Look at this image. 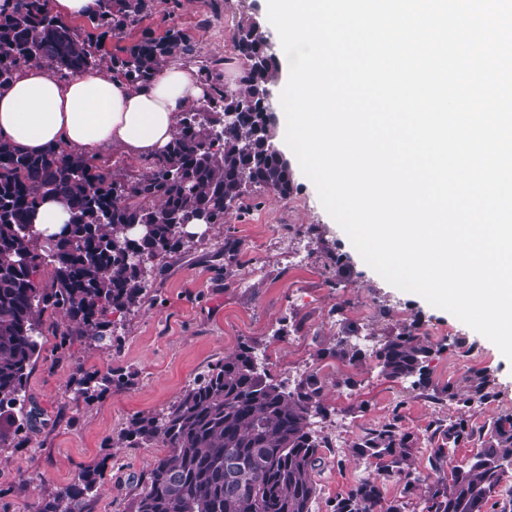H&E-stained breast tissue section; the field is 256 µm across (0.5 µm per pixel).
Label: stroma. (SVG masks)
I'll return each instance as SVG.
<instances>
[{
  "label": "stroma",
  "instance_id": "1",
  "mask_svg": "<svg viewBox=\"0 0 512 512\" xmlns=\"http://www.w3.org/2000/svg\"><path fill=\"white\" fill-rule=\"evenodd\" d=\"M246 16L257 21L278 74L287 75L267 0H155L152 15L131 35L181 29L200 50L194 67L218 64L232 87L240 70L232 35ZM288 162L294 181L288 199L252 192L223 223L199 227L190 249L154 260L144 303L114 319L112 350L76 336L65 353L55 352L51 325L58 316L45 315L40 356L26 386L42 415L23 447L0 445V487L8 491L0 512H31L43 490L92 469L104 479L84 512H132L136 488L158 451L116 447L118 436L133 418L164 411L195 376L245 342L265 354L275 381L294 384L314 373L326 385L327 415L315 429L327 447L315 472L320 493L313 512H331L336 496L369 476L349 447L378 425L396 420L423 437L439 421L480 425L512 413V361L448 311L386 282L324 209L296 157ZM233 240L240 249L228 279L224 244ZM342 302L347 308L340 314ZM415 319L433 348L427 387L385 379L370 359L349 364L329 355L346 325L372 344ZM110 368L129 376V388L90 402L74 396L76 371ZM472 370L489 373L491 401L464 407L443 400L445 387L461 389Z\"/></svg>",
  "mask_w": 512,
  "mask_h": 512
}]
</instances>
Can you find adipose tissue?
<instances>
[{"mask_svg":"<svg viewBox=\"0 0 512 512\" xmlns=\"http://www.w3.org/2000/svg\"><path fill=\"white\" fill-rule=\"evenodd\" d=\"M202 95L195 68L178 61L137 86L98 69L59 81L31 63L0 87V138L29 153L57 146L89 154L112 143L151 157L171 141L181 113Z\"/></svg>","mask_w":512,"mask_h":512,"instance_id":"obj_1","label":"adipose tissue"}]
</instances>
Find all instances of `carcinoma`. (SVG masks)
<instances>
[{"label":"carcinoma","instance_id":"carcinoma-1","mask_svg":"<svg viewBox=\"0 0 512 512\" xmlns=\"http://www.w3.org/2000/svg\"><path fill=\"white\" fill-rule=\"evenodd\" d=\"M50 0H13L0 15V87L21 67L40 62L49 71L77 73L111 64L132 85L151 81L172 60L197 54L184 33L169 28L160 37L143 30L137 40L108 53L102 42L82 36L60 20ZM153 8V0H97L90 17L112 37L125 38ZM241 64L236 88L222 83L210 66L201 68L202 101L184 112L170 143L139 174L128 176L95 163L94 157L49 148L24 152L0 138V445L28 439L37 408L25 383L39 358L37 338L47 311L63 314L52 327L55 350L65 352L74 336L104 338L107 314L124 313L147 297L146 263L191 243L178 222L214 226L236 207L249 187L288 199L294 189L290 168L266 143L273 116L263 93L276 70L273 58L257 62L265 41L251 18L232 35ZM46 196H58L70 219L43 254L29 218ZM49 260V284L35 273ZM353 330L329 354L338 360L378 361L385 378L424 387V363L432 348L414 321L368 353L352 340ZM254 347L243 343L195 378L182 397L152 416L134 418L122 442L165 449L154 457L132 502L134 512H312L321 464L314 419L326 416L325 384L309 375L292 391L257 369ZM462 390H445L465 406L493 397L490 375L476 371ZM119 371L75 383L85 400L122 388ZM482 449L466 465L452 464L454 449L473 437ZM417 439L390 421L352 442L350 452L374 466L376 476L336 497L332 512H405L421 477L412 468ZM428 463L440 477L425 487L413 512H484L512 467V414L488 427L465 421L448 425L431 449ZM397 476L401 498L385 501L383 485ZM101 481L94 470L37 498L32 512H82L81 503Z\"/></svg>","mask_w":512,"mask_h":512}]
</instances>
